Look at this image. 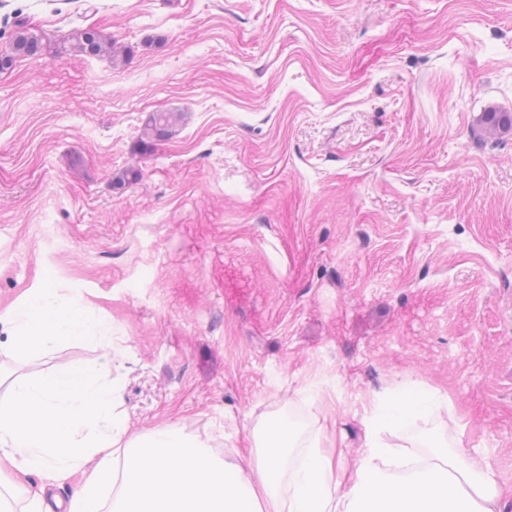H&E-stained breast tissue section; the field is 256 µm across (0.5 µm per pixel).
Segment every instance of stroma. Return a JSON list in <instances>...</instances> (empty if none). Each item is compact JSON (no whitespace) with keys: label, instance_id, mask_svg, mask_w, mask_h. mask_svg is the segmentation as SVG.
<instances>
[{"label":"stroma","instance_id":"35a3bbf8","mask_svg":"<svg viewBox=\"0 0 512 512\" xmlns=\"http://www.w3.org/2000/svg\"><path fill=\"white\" fill-rule=\"evenodd\" d=\"M42 51L0 72V372L7 318L51 284L115 328L130 432L243 447L290 417L346 451L363 407L447 395L512 485V0H0ZM94 27L127 60L71 52ZM180 114L142 142L149 116ZM317 386L321 408L302 392ZM479 130L491 138L512 130V113L488 110L477 121Z\"/></svg>","mask_w":512,"mask_h":512}]
</instances>
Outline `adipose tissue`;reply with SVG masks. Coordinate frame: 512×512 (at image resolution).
<instances>
[{
	"mask_svg": "<svg viewBox=\"0 0 512 512\" xmlns=\"http://www.w3.org/2000/svg\"><path fill=\"white\" fill-rule=\"evenodd\" d=\"M16 356L36 362L73 339L96 363L8 379L0 395V512H503L512 487L463 448L462 427L436 390L388 391L362 416L360 450L346 457L327 426L300 438L292 419L265 423L258 448L225 459L211 438L164 422L138 436L115 411L105 378L111 322L59 288L31 292L10 315ZM82 485L47 503L76 473Z\"/></svg>",
	"mask_w": 512,
	"mask_h": 512,
	"instance_id": "adipose-tissue-1",
	"label": "adipose tissue"
}]
</instances>
